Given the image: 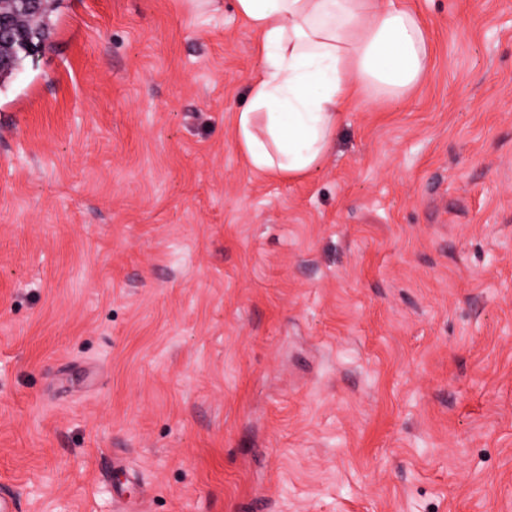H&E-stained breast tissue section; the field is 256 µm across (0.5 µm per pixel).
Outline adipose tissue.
I'll use <instances>...</instances> for the list:
<instances>
[{"label":"adipose tissue","mask_w":512,"mask_h":512,"mask_svg":"<svg viewBox=\"0 0 512 512\" xmlns=\"http://www.w3.org/2000/svg\"><path fill=\"white\" fill-rule=\"evenodd\" d=\"M234 8L263 58L234 130L262 174L305 175L330 151L350 102L404 96L431 67L422 19L397 0H234Z\"/></svg>","instance_id":"adipose-tissue-1"}]
</instances>
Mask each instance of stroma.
<instances>
[{"mask_svg": "<svg viewBox=\"0 0 512 512\" xmlns=\"http://www.w3.org/2000/svg\"><path fill=\"white\" fill-rule=\"evenodd\" d=\"M400 2L427 77L281 180L233 0H51L0 83L21 512H512V0Z\"/></svg>", "mask_w": 512, "mask_h": 512, "instance_id": "obj_1", "label": "stroma"}]
</instances>
